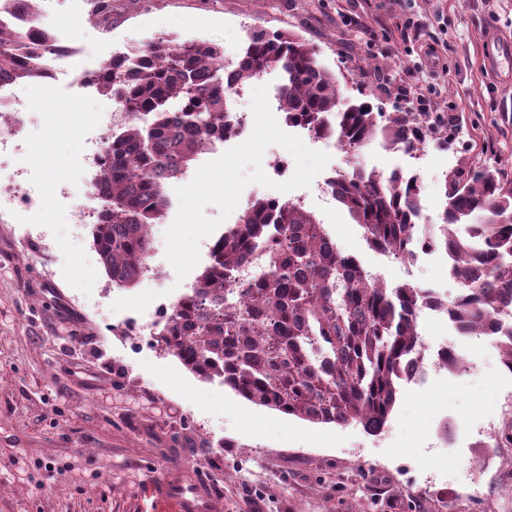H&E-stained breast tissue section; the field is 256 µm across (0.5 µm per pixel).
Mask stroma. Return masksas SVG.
Listing matches in <instances>:
<instances>
[{"label":"stroma","mask_w":512,"mask_h":512,"mask_svg":"<svg viewBox=\"0 0 512 512\" xmlns=\"http://www.w3.org/2000/svg\"><path fill=\"white\" fill-rule=\"evenodd\" d=\"M39 9L41 25L76 40L86 63L160 37L218 44L231 62L250 29L292 32L336 74L341 103L409 112L405 91L419 83L427 110L455 116L456 132L419 155L375 142L352 158L288 126L271 102L275 76L249 81L230 105L253 113L252 124L169 185L170 206L150 228L158 272L120 288L91 225L70 217L87 191L89 129L113 101L19 83L35 121L22 153L0 164L71 197L0 224V512H153L145 486L176 462L216 485L225 512H512V372L486 337L456 340L466 372L427 370L370 434L251 403L123 328L150 323L160 303L187 292L210 262L207 242L269 196H305L337 246L387 283L454 298L460 285L441 256L375 253L317 186L336 170L403 169L419 179L422 224L434 234L450 172L497 164L512 175V68L489 66L484 37L490 22L512 37V0H122L106 32L87 22L86 0ZM275 154L286 175L269 169Z\"/></svg>","instance_id":"stroma-1"}]
</instances>
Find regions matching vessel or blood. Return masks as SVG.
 I'll list each match as a JSON object with an SVG mask.
<instances>
[{"instance_id":"obj_1","label":"vessel or blood","mask_w":512,"mask_h":512,"mask_svg":"<svg viewBox=\"0 0 512 512\" xmlns=\"http://www.w3.org/2000/svg\"><path fill=\"white\" fill-rule=\"evenodd\" d=\"M148 493L169 504L173 512H224V499L216 494L208 479L185 466L169 465L147 485Z\"/></svg>"}]
</instances>
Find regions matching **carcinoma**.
<instances>
[{
  "label": "carcinoma",
  "instance_id": "1",
  "mask_svg": "<svg viewBox=\"0 0 512 512\" xmlns=\"http://www.w3.org/2000/svg\"><path fill=\"white\" fill-rule=\"evenodd\" d=\"M17 25L0 26V78L38 80L39 55L54 34L35 24L38 0H14ZM88 21L112 29L116 0H88ZM224 51L217 45L158 39L98 65L101 92L133 118L112 135L100 173L108 210L92 227L93 245L117 286L137 283L150 252L149 229L164 213L165 187L189 163L234 134L226 116ZM282 75L277 110L291 125L331 134L355 155L377 137L410 152L430 135L448 137L451 118L431 112L340 107L336 76L314 47L286 32L254 40L236 62L239 85L268 71ZM440 234L412 222L418 180L355 168L336 177V201L364 230L367 244L409 260L419 244L454 253L460 293L448 312L469 336H490L512 372V177L497 169L453 172L445 181ZM433 292L395 286L343 254L316 216L293 204L251 200L210 251L190 292L158 324L153 339L202 381L312 423L384 429L409 361L424 358L420 309Z\"/></svg>",
  "mask_w": 512,
  "mask_h": 512
}]
</instances>
